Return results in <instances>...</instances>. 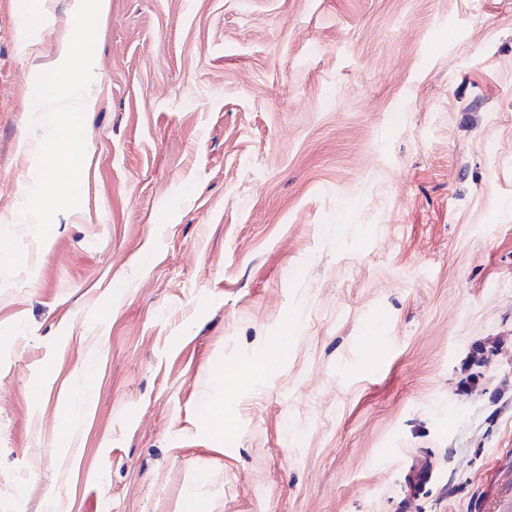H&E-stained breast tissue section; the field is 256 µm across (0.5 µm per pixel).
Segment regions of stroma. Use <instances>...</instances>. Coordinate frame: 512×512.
<instances>
[{
	"label": "stroma",
	"mask_w": 512,
	"mask_h": 512,
	"mask_svg": "<svg viewBox=\"0 0 512 512\" xmlns=\"http://www.w3.org/2000/svg\"><path fill=\"white\" fill-rule=\"evenodd\" d=\"M21 2L0 512H512V0H111L42 241L20 146L71 0ZM272 367L273 365L270 361L259 359L253 363L243 366L227 368L223 373L224 381L227 384L237 387L242 383L260 380L266 377L270 373Z\"/></svg>",
	"instance_id": "1"
}]
</instances>
